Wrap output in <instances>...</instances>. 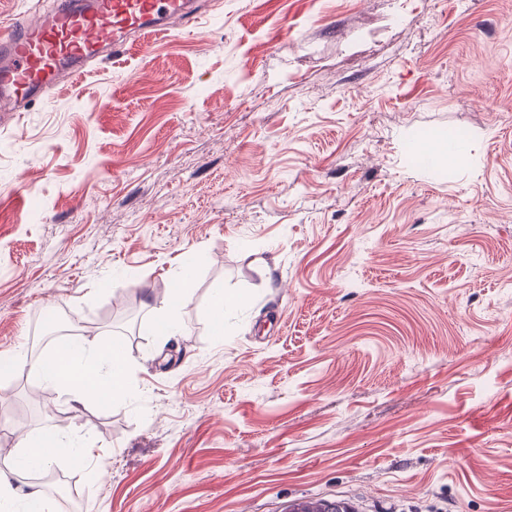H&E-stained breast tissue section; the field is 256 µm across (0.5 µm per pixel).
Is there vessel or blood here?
Segmentation results:
<instances>
[{"label":"vessel or blood","instance_id":"1","mask_svg":"<svg viewBox=\"0 0 512 512\" xmlns=\"http://www.w3.org/2000/svg\"><path fill=\"white\" fill-rule=\"evenodd\" d=\"M199 17L193 0H60L50 12H23L0 24V112L50 103L104 47L146 52L173 28L194 33Z\"/></svg>","mask_w":512,"mask_h":512}]
</instances>
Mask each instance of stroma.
Listing matches in <instances>:
<instances>
[{
  "instance_id": "1",
  "label": "stroma",
  "mask_w": 512,
  "mask_h": 512,
  "mask_svg": "<svg viewBox=\"0 0 512 512\" xmlns=\"http://www.w3.org/2000/svg\"><path fill=\"white\" fill-rule=\"evenodd\" d=\"M222 2L0 121V363L198 259L124 396L0 373V470L51 430L82 512H512V0ZM245 300L244 295H229L224 289H218L212 295L211 314L216 323V335L222 336L224 316L232 313Z\"/></svg>"
}]
</instances>
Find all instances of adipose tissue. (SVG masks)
<instances>
[{
  "label": "adipose tissue",
  "mask_w": 512,
  "mask_h": 512,
  "mask_svg": "<svg viewBox=\"0 0 512 512\" xmlns=\"http://www.w3.org/2000/svg\"><path fill=\"white\" fill-rule=\"evenodd\" d=\"M26 367L35 371L45 384L67 394L76 411L89 399L108 403L130 388V361L126 352L106 342L92 350L81 344L62 343L39 356L19 352L12 368L18 372ZM18 453L24 460L23 466L0 475V512H51L44 492L28 484V466L71 465L91 456L92 451L75 447L60 434L51 433L25 441Z\"/></svg>",
  "instance_id": "1"
}]
</instances>
